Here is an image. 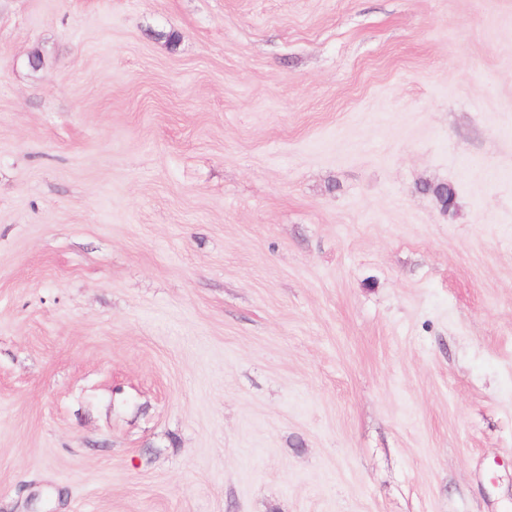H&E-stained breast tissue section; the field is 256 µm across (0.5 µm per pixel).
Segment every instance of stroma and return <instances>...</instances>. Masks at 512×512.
<instances>
[{
  "mask_svg": "<svg viewBox=\"0 0 512 512\" xmlns=\"http://www.w3.org/2000/svg\"><path fill=\"white\" fill-rule=\"evenodd\" d=\"M0 512H512V0H0Z\"/></svg>",
  "mask_w": 512,
  "mask_h": 512,
  "instance_id": "1",
  "label": "stroma"
}]
</instances>
